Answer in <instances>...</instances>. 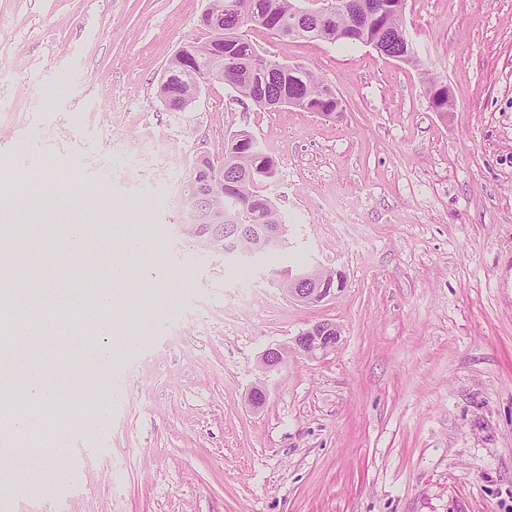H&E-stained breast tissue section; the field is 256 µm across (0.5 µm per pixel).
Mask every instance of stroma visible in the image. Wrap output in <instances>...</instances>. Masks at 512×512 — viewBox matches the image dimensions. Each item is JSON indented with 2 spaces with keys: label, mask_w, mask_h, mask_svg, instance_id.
<instances>
[{
  "label": "stroma",
  "mask_w": 512,
  "mask_h": 512,
  "mask_svg": "<svg viewBox=\"0 0 512 512\" xmlns=\"http://www.w3.org/2000/svg\"><path fill=\"white\" fill-rule=\"evenodd\" d=\"M208 0H0V181L48 202L0 203L13 278L69 279L67 219L105 256L126 225L143 264L118 289L117 336L137 348L90 396L98 423L55 431L68 462L0 490V512H512V0H406L420 65L360 43L247 35L312 67L343 101L324 119L264 111L224 84L180 112L157 89L169 58L206 40ZM452 88L433 112L423 71ZM249 131L278 173L261 191L287 246L244 266L179 231L200 153ZM357 201L336 231L326 211ZM371 244L352 250L350 234ZM318 261L344 272L309 307L275 285ZM328 320L334 351L259 373L262 352ZM263 382L260 411L247 394Z\"/></svg>",
  "instance_id": "1"
}]
</instances>
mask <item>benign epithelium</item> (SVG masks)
Masks as SVG:
<instances>
[{"label": "benign epithelium", "mask_w": 512, "mask_h": 512, "mask_svg": "<svg viewBox=\"0 0 512 512\" xmlns=\"http://www.w3.org/2000/svg\"><path fill=\"white\" fill-rule=\"evenodd\" d=\"M368 12L369 0H326L317 10H303L296 0L288 2V16L295 30L318 35L331 27L350 28L354 14L352 4ZM232 18L242 25L252 19L244 8L243 0H209L201 22L210 32V38L195 45L193 60L182 66L179 77L171 68H165L159 83V93L175 106H187L200 94L202 86L214 74L224 75V36L232 35L224 30V19ZM381 55L395 61L417 65L416 49L408 42L397 43L389 38H377L369 43ZM214 60L217 65L202 69L198 63ZM270 78L260 88L265 103L272 108L286 103L294 104V96L281 93L267 95V89L277 84L280 66L267 67ZM185 215L180 232L204 251L218 254L224 259L245 263L256 253L280 251L285 244L286 225L280 223L281 214L270 199L255 213L242 210L238 200L224 196V167L195 165L193 177L188 179L182 193ZM345 275L340 270L318 262L291 270L278 282L283 295L304 306H316L335 297L341 289L331 287L341 282ZM340 339L336 323L320 321L302 331L292 340L267 348L259 359V369L269 372L288 361L290 357L316 359L333 350Z\"/></svg>", "instance_id": "7a95c632"}]
</instances>
